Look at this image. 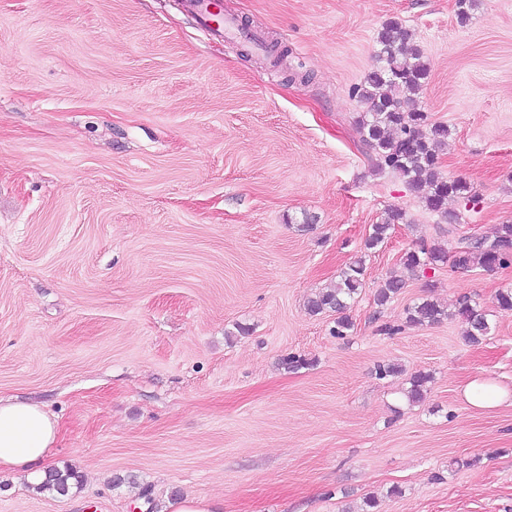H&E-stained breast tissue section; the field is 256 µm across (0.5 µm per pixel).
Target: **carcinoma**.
<instances>
[{"label": "carcinoma", "mask_w": 512, "mask_h": 512, "mask_svg": "<svg viewBox=\"0 0 512 512\" xmlns=\"http://www.w3.org/2000/svg\"><path fill=\"white\" fill-rule=\"evenodd\" d=\"M377 43L383 66L370 71L363 84L355 88L356 94L370 105V111L356 120L363 131L365 155L376 170L388 169L403 178L423 207L447 218L451 227L457 215L448 211V200L454 198L465 205L475 204L478 194L467 181L446 177L440 170L441 150L451 135L449 126L431 120L428 113L411 105L428 79V65L409 31L397 20L390 19L382 24ZM405 220L403 209H387L382 221L371 225L364 249L369 252L384 245L395 225ZM401 261L413 272L446 262L451 269L460 272L476 264L489 270L507 266L512 264V224L500 225L491 239L465 240L452 252L422 242L405 252ZM364 264L365 257H358L340 272L334 287L322 290L307 301L306 310L312 315L336 314L332 333L337 337L346 335L354 327L349 310L364 288ZM402 288L404 282L400 279L385 280L374 293L375 304L385 306ZM406 313L407 323L413 325H433L457 317L466 325L465 338L472 345L480 344L490 330L485 314L466 297L459 300L452 311L434 299H424L408 307ZM429 379L430 375L424 373L410 379L406 392L409 402L422 399ZM79 484L74 470L55 469L36 485V489L66 496Z\"/></svg>", "instance_id": "carcinoma-1"}]
</instances>
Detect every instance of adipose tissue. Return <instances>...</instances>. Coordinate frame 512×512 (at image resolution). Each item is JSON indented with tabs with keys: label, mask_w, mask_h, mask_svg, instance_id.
<instances>
[{
	"label": "adipose tissue",
	"mask_w": 512,
	"mask_h": 512,
	"mask_svg": "<svg viewBox=\"0 0 512 512\" xmlns=\"http://www.w3.org/2000/svg\"><path fill=\"white\" fill-rule=\"evenodd\" d=\"M58 435L56 419L38 405L0 399V471L45 475Z\"/></svg>",
	"instance_id": "ef3b65f1"
}]
</instances>
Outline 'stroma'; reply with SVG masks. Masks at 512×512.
<instances>
[{"mask_svg":"<svg viewBox=\"0 0 512 512\" xmlns=\"http://www.w3.org/2000/svg\"><path fill=\"white\" fill-rule=\"evenodd\" d=\"M455 3L224 0L286 50L275 67L190 0H0V398L42 404L53 467L83 479L60 496L0 472V512H512V402L462 395L512 391V266L401 262L512 224V0L464 23ZM390 18L429 66L418 108L451 129L443 174L479 195L449 202L450 233L359 149L354 89ZM391 207L406 223L365 251ZM360 256L339 338L304 304ZM392 276L405 287L376 306ZM427 296L474 300L489 335L407 325ZM388 362L402 374L378 377ZM467 401L477 408H492L500 405L507 399H512L506 390L499 386L479 380L471 381L463 389Z\"/></svg>","mask_w":512,"mask_h":512,"instance_id":"obj_1","label":"stroma"}]
</instances>
